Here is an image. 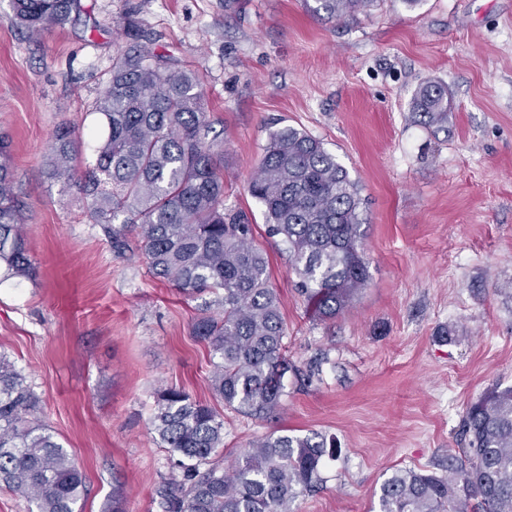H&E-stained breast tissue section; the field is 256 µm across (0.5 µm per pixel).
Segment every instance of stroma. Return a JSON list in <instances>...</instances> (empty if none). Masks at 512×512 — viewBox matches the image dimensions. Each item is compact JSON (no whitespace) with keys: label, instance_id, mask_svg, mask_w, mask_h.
Here are the masks:
<instances>
[{"label":"stroma","instance_id":"stroma-1","mask_svg":"<svg viewBox=\"0 0 512 512\" xmlns=\"http://www.w3.org/2000/svg\"><path fill=\"white\" fill-rule=\"evenodd\" d=\"M82 2L31 39L0 0V131L35 267L0 282V356L86 477L76 512H163L156 490L176 468L150 420L169 386L221 410L223 464L273 432L335 440L294 512H375L392 469L447 473L466 408L512 386V0H376L344 19L316 0ZM133 3L148 49L198 74L224 206L247 213L269 259L298 368L275 418L213 395L209 348L192 334L204 297L114 252L78 188L50 177L63 123L78 171L95 163L91 109ZM428 81L447 89L442 129L412 107ZM284 126L319 139L366 202L368 284L333 320L313 317L248 191Z\"/></svg>","mask_w":512,"mask_h":512}]
</instances>
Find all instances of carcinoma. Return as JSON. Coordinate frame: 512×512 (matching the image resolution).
<instances>
[{
    "label": "carcinoma",
    "mask_w": 512,
    "mask_h": 512,
    "mask_svg": "<svg viewBox=\"0 0 512 512\" xmlns=\"http://www.w3.org/2000/svg\"><path fill=\"white\" fill-rule=\"evenodd\" d=\"M342 19L375 0H317ZM17 23L38 37L82 11L81 0H12ZM137 6H129L126 46L95 103L103 137L96 162L75 181V141L67 124L55 132L51 175L79 183L92 223L117 253L136 233L149 271L187 296L219 294L192 333L207 343L210 386L224 406L264 419L286 395L293 370L285 354V321L268 260L253 245L243 212L224 210V173L206 144L205 99L197 74L142 48ZM413 103L433 126L448 120L442 85L428 81ZM249 191L264 208L268 233L280 237L314 317L332 320L366 288L363 199L358 182L323 143L292 126L269 134ZM0 266L4 278L34 270L14 192L12 155L0 134ZM39 398L15 365L0 357V482L37 512H75L83 472L67 450L32 420ZM152 430L177 456L181 475L157 488L165 512H293L295 500L321 481L333 445L308 435H267L230 464L213 459L224 419L181 388L157 394ZM467 446L436 475L396 468L380 487L378 512H512V387L488 390L462 416Z\"/></svg>",
    "instance_id": "1"
}]
</instances>
